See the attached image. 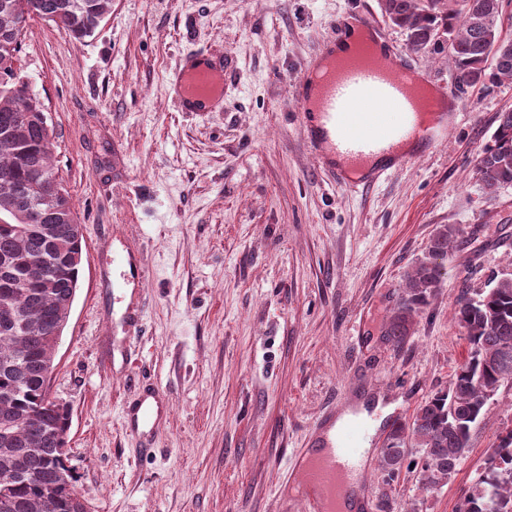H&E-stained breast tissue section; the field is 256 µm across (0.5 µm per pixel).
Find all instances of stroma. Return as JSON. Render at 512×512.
<instances>
[{"instance_id":"35a3bbf8","label":"stroma","mask_w":512,"mask_h":512,"mask_svg":"<svg viewBox=\"0 0 512 512\" xmlns=\"http://www.w3.org/2000/svg\"><path fill=\"white\" fill-rule=\"evenodd\" d=\"M358 14L408 48L383 0H112L80 43L28 21L17 71L83 226L49 390L70 410L90 512H286L290 456L337 398L365 407L385 448L468 355L459 292L512 274V186L488 195L477 170L512 81L460 90L440 144L370 188L336 186L306 150L295 85ZM190 56L224 60L222 107L181 111L172 79ZM410 57L454 86L447 35ZM445 225L459 239L443 286L389 342L401 287ZM132 255L141 288L120 277ZM143 381L169 402L148 455L126 426ZM507 428L510 383L449 479L422 489L412 448L394 477L372 461L363 491L376 512H458Z\"/></svg>"}]
</instances>
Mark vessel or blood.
Segmentation results:
<instances>
[{"label": "vessel or blood", "mask_w": 512, "mask_h": 512, "mask_svg": "<svg viewBox=\"0 0 512 512\" xmlns=\"http://www.w3.org/2000/svg\"><path fill=\"white\" fill-rule=\"evenodd\" d=\"M333 44H324L298 82L299 118L304 145L336 185L368 187L389 171L404 166L418 151L436 146L447 129L451 87H436L425 105H418L414 85L420 71L405 49L392 44L331 62ZM182 109L200 111L224 101V63L193 58L174 78ZM400 122H393V115ZM145 399L130 413L140 427L142 450L167 406L153 399L151 385L142 387ZM368 429L361 422L344 425L327 421L307 447L290 463V480L305 488L311 512H335L336 502L349 495L364 469L369 450Z\"/></svg>", "instance_id": "b4317fda"}]
</instances>
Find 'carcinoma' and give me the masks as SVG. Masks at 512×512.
I'll list each match as a JSON object with an SVG mask.
<instances>
[{"label": "carcinoma", "instance_id": "1", "mask_svg": "<svg viewBox=\"0 0 512 512\" xmlns=\"http://www.w3.org/2000/svg\"><path fill=\"white\" fill-rule=\"evenodd\" d=\"M23 0H0V128L12 125L20 112L26 85L15 64L22 50L27 18L45 14L72 41L92 36L110 0H31L37 12L24 11ZM501 0H453L441 9L440 0H385L388 21L407 32L413 49L431 44L434 31L448 33V54L458 88L512 80V39L502 37ZM30 116L21 137L0 136V222L11 226L0 233V259L13 265L22 285L8 299L18 317L15 336L0 330V472L21 462L39 472L43 482L25 477L11 486L0 485V512H87L73 489L67 465L69 411L49 394L43 377L54 361L58 338L49 327L66 307V295L79 288L83 237L69 233L64 224H49L38 231L28 222L23 188L36 178L57 183L61 207L73 214L75 206L53 165V129L45 120V106L28 97ZM478 172L485 193L493 195L512 186V110L498 114L491 143L481 153ZM456 230L444 227L431 241L428 257L407 275L387 340L400 344L409 333L414 315L430 305L442 286L444 266L455 243ZM45 257L53 265L50 278L38 264ZM457 322L469 343L467 359L456 370L450 390L436 393L418 406L409 425H397L381 453V463L396 475L406 456V445L420 448L419 482L425 488L449 478L470 448L472 430L487 399L512 382V276L499 278L487 292L472 297L462 292L457 300ZM459 512H512V429L498 437L488 467L475 489L464 497Z\"/></svg>", "mask_w": 512, "mask_h": 512}]
</instances>
